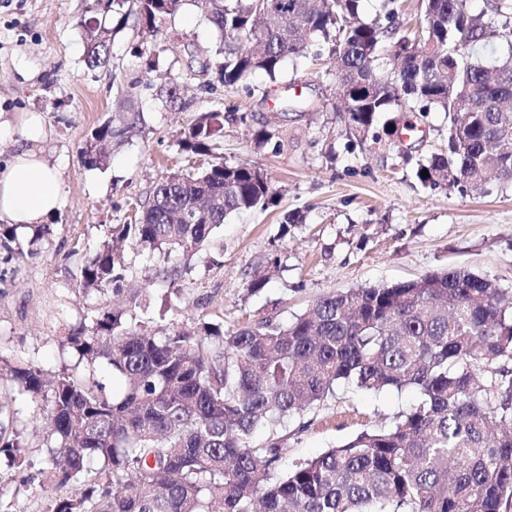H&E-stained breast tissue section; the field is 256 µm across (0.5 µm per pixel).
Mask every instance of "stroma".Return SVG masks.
<instances>
[{"label": "stroma", "mask_w": 512, "mask_h": 512, "mask_svg": "<svg viewBox=\"0 0 512 512\" xmlns=\"http://www.w3.org/2000/svg\"><path fill=\"white\" fill-rule=\"evenodd\" d=\"M90 3L0 0V118L11 124L0 136V166L24 144V113H39L48 131L41 150L61 167L66 197L32 251L0 256L1 360L57 373L70 361L60 348L65 337L116 306L160 335L203 322L236 329L269 316L285 325L321 296L451 267L496 278L512 298V183L469 196L423 186L415 176L419 162L447 148L444 113L418 118L417 135L405 139L402 113L388 112L377 124L380 143L349 141L325 56L287 58L276 77L255 73L224 88V37L196 0H184L149 40L129 16L108 43V65L91 70L78 26ZM231 106L248 123H225L218 155L268 173L276 205L231 216L197 252L168 256L127 245L130 275L121 293L79 292V261L99 247L108 224L141 209L162 176L210 163L180 149L181 131L201 113ZM128 119L135 125L113 145L111 164H85L81 149L91 134L106 121ZM264 128L275 130L280 149L256 147L252 135ZM293 212L303 223L283 230L284 215ZM173 267L179 276L172 281ZM258 271L270 278L253 292L247 282ZM416 400L412 389L373 395L343 385L302 416L260 426L253 444L281 437L288 469L368 426L392 423ZM21 427L31 464L18 473L0 462V496L15 512H45V431L35 406L25 407Z\"/></svg>", "instance_id": "obj_1"}]
</instances>
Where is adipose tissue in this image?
Returning <instances> with one entry per match:
<instances>
[{
    "label": "adipose tissue",
    "instance_id": "1",
    "mask_svg": "<svg viewBox=\"0 0 512 512\" xmlns=\"http://www.w3.org/2000/svg\"><path fill=\"white\" fill-rule=\"evenodd\" d=\"M26 147L0 171V222L41 224L65 203L61 174L40 152L47 130L37 115L23 118Z\"/></svg>",
    "mask_w": 512,
    "mask_h": 512
}]
</instances>
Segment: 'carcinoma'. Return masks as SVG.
Instances as JSON below:
<instances>
[{"label": "carcinoma", "instance_id": "carcinoma-1", "mask_svg": "<svg viewBox=\"0 0 512 512\" xmlns=\"http://www.w3.org/2000/svg\"><path fill=\"white\" fill-rule=\"evenodd\" d=\"M182 0H92L86 64L105 65L112 29L97 15L139 18L142 37ZM361 0H199L224 32L226 88L255 71L275 76L285 58H305L311 40L336 60V112L345 135L377 139L383 112L432 110L449 118L448 149L418 164L424 186L482 195L512 182V56L492 68L474 47L498 35L512 0L493 15L467 0H421L415 31L398 34L400 2L365 22ZM206 112L179 139L213 154L226 116ZM105 123L82 151L109 162ZM428 176H421L422 171ZM277 190L258 168L216 162L158 181L143 210L109 224L108 240L80 266L76 288L119 290L125 240L150 250H200L212 230L242 211L267 209ZM17 226L0 246L23 254ZM73 367L50 376L5 366L17 394L39 406L48 434L42 473L46 512H512V310L496 278L464 268L390 286L319 297L282 325L272 318L221 331L163 336L122 321L117 310L85 319L67 338ZM105 362L112 386L78 369ZM367 392L412 388L418 400L390 426L367 428L319 456L280 469L284 440L257 448L258 425L301 415L340 385ZM0 455L27 467L29 442L0 401Z\"/></svg>", "mask_w": 512, "mask_h": 512}]
</instances>
